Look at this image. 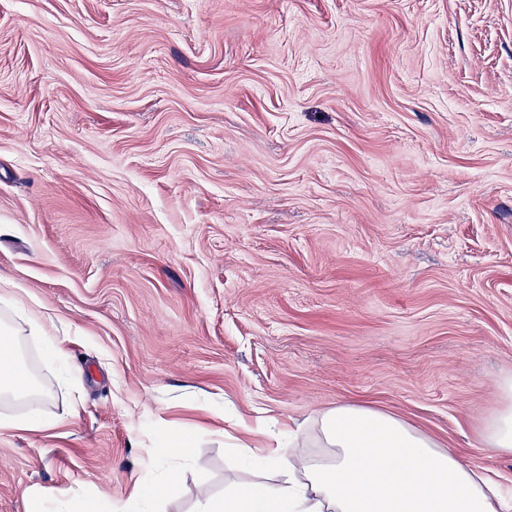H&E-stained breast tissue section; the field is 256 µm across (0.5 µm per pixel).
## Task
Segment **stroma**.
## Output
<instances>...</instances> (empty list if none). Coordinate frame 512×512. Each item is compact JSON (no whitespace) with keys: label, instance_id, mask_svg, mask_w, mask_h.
Segmentation results:
<instances>
[{"label":"stroma","instance_id":"1","mask_svg":"<svg viewBox=\"0 0 512 512\" xmlns=\"http://www.w3.org/2000/svg\"><path fill=\"white\" fill-rule=\"evenodd\" d=\"M53 317L47 433H0V512H160L336 403L512 483V0H0V321ZM205 471L153 467L159 428ZM508 404L481 426V446L495 454L512 455V381L503 384ZM33 512H85V501L74 497L66 500L57 497H40Z\"/></svg>","mask_w":512,"mask_h":512}]
</instances>
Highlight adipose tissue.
Wrapping results in <instances>:
<instances>
[{"label":"adipose tissue","instance_id":"adipose-tissue-1","mask_svg":"<svg viewBox=\"0 0 512 512\" xmlns=\"http://www.w3.org/2000/svg\"><path fill=\"white\" fill-rule=\"evenodd\" d=\"M20 322L0 337V398L28 400L45 389L23 355L42 347L60 355L51 317L17 310ZM507 405L480 429L484 449L512 455V381ZM312 436L315 453L295 454ZM251 454L249 466L278 472L277 483L228 484L223 497L198 500L194 512H512V485L476 461L445 448L405 420L367 403L339 402Z\"/></svg>","mask_w":512,"mask_h":512}]
</instances>
